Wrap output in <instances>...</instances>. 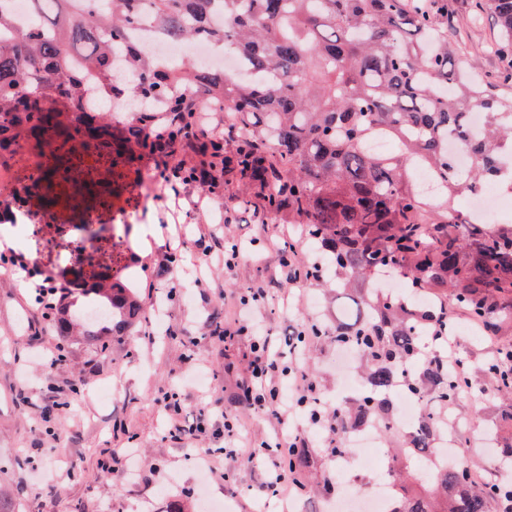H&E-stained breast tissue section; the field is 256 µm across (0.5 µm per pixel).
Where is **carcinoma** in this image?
<instances>
[{
  "label": "carcinoma",
  "mask_w": 512,
  "mask_h": 512,
  "mask_svg": "<svg viewBox=\"0 0 512 512\" xmlns=\"http://www.w3.org/2000/svg\"><path fill=\"white\" fill-rule=\"evenodd\" d=\"M54 0L17 40L0 39V154L30 146L50 164L34 188L64 162L94 168L112 156L109 106L133 95L136 121L120 147L166 155L187 138L195 113L210 97L224 98L243 134L231 153L207 139L191 145L196 165L171 166L172 185L198 182L217 190L230 176L250 190L262 223L303 225L325 255L330 285L343 290L349 318L324 335L365 363L368 392L334 405L336 426L348 430L378 420L386 433L393 416L384 394L395 378L416 395L419 414L404 439L422 454L441 433L438 408L453 407L477 376L512 395V383L486 362L468 366L423 355L421 336H446L458 321L487 336L512 321V224L459 215L455 201L488 182L512 179L501 159L512 154V98L465 76L448 50V17L438 0H71L63 23L47 17ZM473 14L498 26L499 44H512V0H471ZM174 41L209 42L256 73L237 78L222 69L162 64L144 44L128 43L146 16ZM127 79L114 76L112 50ZM173 115L168 141L155 139ZM487 124L473 132L471 114ZM472 156L456 176L448 138ZM424 166L438 184L425 195L414 180ZM402 280L408 291L384 294L379 276ZM89 303L112 319L85 335L126 333L140 304L122 282L93 281ZM472 465L427 470L418 492H397L394 512H491L508 502L512 483L482 484Z\"/></svg>",
  "instance_id": "carcinoma-1"
}]
</instances>
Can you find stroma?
Here are the masks:
<instances>
[{"instance_id": "1", "label": "stroma", "mask_w": 512, "mask_h": 512, "mask_svg": "<svg viewBox=\"0 0 512 512\" xmlns=\"http://www.w3.org/2000/svg\"><path fill=\"white\" fill-rule=\"evenodd\" d=\"M448 10L454 57L494 81L512 63L489 51L495 26L473 20L469 0H448ZM109 184L99 171L88 186L58 178L50 188L24 194L16 212L15 254L53 277L70 310L86 299L67 243L83 237L100 278L117 275L137 288L143 318L120 336L63 338L34 304L33 288L0 273V501L10 512H203L209 490L228 512H264L253 490L271 460L246 466L227 458L216 472L201 469L187 447L167 435L168 418L157 398L173 390L188 410L214 419L236 411L247 441H272L286 426L306 437L313 466L299 473L302 488L291 499L305 512L335 502L341 475L353 489L370 492L379 469L391 464L390 437L380 440L378 462L355 458L350 450L340 462L329 433L309 429L300 418L286 425L272 416L257 418L237 404L254 355L249 338L237 333L245 317L236 293H268L269 303L254 315L272 336L293 323L333 327L341 305L335 293L313 281H288L281 248L271 241L278 225L259 224L249 208L226 209L223 199L237 195L234 187L217 195L196 183L182 184L164 188L162 200L153 202L127 190L108 194ZM153 230L161 231L162 242L145 246ZM228 241L242 248L234 269L204 261V248L220 253ZM219 327L228 331L221 341L212 336ZM59 341L65 344L63 358L45 362V348ZM336 355L334 343L313 336L302 359L330 404L341 386ZM475 395L449 413L457 441L471 438L464 424L473 402L485 411L484 426L497 427L503 401L493 383L481 381ZM128 448L138 453L136 473H110L109 465Z\"/></svg>"}]
</instances>
